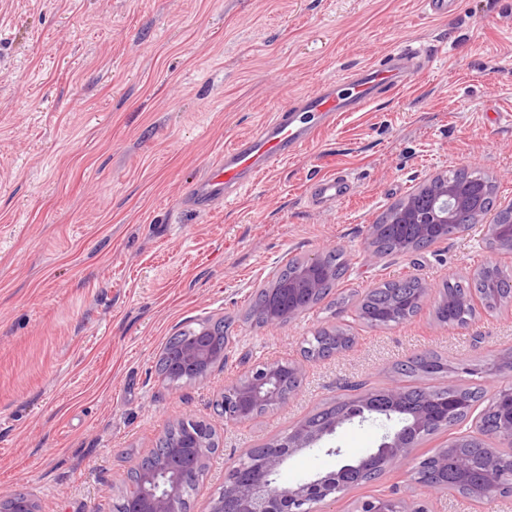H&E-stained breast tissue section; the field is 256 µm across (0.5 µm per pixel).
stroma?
I'll list each match as a JSON object with an SVG mask.
<instances>
[{"label": "stroma", "instance_id": "obj_1", "mask_svg": "<svg viewBox=\"0 0 512 512\" xmlns=\"http://www.w3.org/2000/svg\"><path fill=\"white\" fill-rule=\"evenodd\" d=\"M429 50L422 74L361 112L340 113L298 156L229 204L198 209L187 193L224 150L327 81L405 46ZM468 167L512 205V0H0V497L22 489L40 512H115L131 470L177 419L216 425L189 512H208L226 463L282 438L348 385L435 386L399 366L438 354L471 365L457 383L493 392L489 363L512 351V317L479 313L448 328L431 304L405 322L355 320L389 280L467 282L512 257L480 228L422 252L367 260V229L433 175ZM347 175L351 196L316 207L320 177ZM332 247L348 262L332 293L290 323L249 316L258 288L289 258ZM225 319L222 367L175 386L157 361L170 336ZM352 327L348 352L304 354L319 329ZM293 360L297 394L250 422L219 424L216 396L252 368ZM378 422L344 427L349 457L376 447ZM448 442L427 436L408 461L317 504L405 490L419 461ZM322 450L295 457L287 488L335 469ZM429 512H512L444 492Z\"/></svg>", "mask_w": 512, "mask_h": 512}]
</instances>
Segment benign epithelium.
<instances>
[{"label": "benign epithelium", "instance_id": "7a95c632", "mask_svg": "<svg viewBox=\"0 0 512 512\" xmlns=\"http://www.w3.org/2000/svg\"><path fill=\"white\" fill-rule=\"evenodd\" d=\"M481 197L482 192L472 186L450 181L443 173L435 175L427 183L424 196L415 193L407 197L403 206L393 213L391 222L401 225L402 229L395 251L413 252L439 240V226L454 223L462 206L471 210L474 224H482L485 212ZM482 231L484 240L494 251L512 254L511 223L502 224L496 219L483 224ZM379 234L378 226L369 227L365 253L370 261L383 257L376 246ZM324 258L325 254L318 253L299 260L301 271L296 278L267 291L268 324L278 326L291 322L307 310V300L319 291L322 280L329 275ZM430 299L436 311L460 302L474 313L479 309L512 311V294L491 304L474 291L461 299L439 292L428 282H420L417 305ZM327 334L336 337L335 347L325 353L327 357L340 355L353 346L354 337L344 328L334 327ZM214 335L211 328L204 327L180 342L168 357L163 377L170 381L198 380L223 364L224 345L233 337L222 332L221 342L217 343ZM302 372L300 363L288 361L247 372L221 392L216 400L217 416L226 423L254 419L294 395ZM405 394L406 389L401 385L363 393L352 401L341 402L317 424L303 421L286 437L248 450L231 462L224 489L213 499L210 512H302L300 505L308 500L326 501L332 485L354 487L366 473H384L402 465L417 438L436 416L435 400H430L426 407L412 410L407 406ZM493 397L498 421L491 436L492 443L487 445L490 463L471 492L478 503L493 491L512 490V474L504 473L495 464L501 448L512 447V383L497 386ZM371 419L392 424L373 451L352 460L343 458L335 470L313 474L287 489L276 483V476L296 455L329 443L347 424ZM479 433L478 426L465 430L456 426L448 444L432 456L435 465L459 475L467 474L470 462L460 448L468 438ZM216 447L215 426L192 417L178 420L158 438L151 454L132 470L133 484L125 495L127 512H188L182 487L198 480L208 454ZM0 512H39V509L33 498L20 491L0 498ZM355 512H428V508L424 501L411 495L389 494L359 501Z\"/></svg>", "mask_w": 512, "mask_h": 512}]
</instances>
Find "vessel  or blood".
Instances as JSON below:
<instances>
[{"instance_id":"1","label":"vessel or blood","mask_w":512,"mask_h":512,"mask_svg":"<svg viewBox=\"0 0 512 512\" xmlns=\"http://www.w3.org/2000/svg\"><path fill=\"white\" fill-rule=\"evenodd\" d=\"M418 70L415 50L405 48L391 52L380 66L364 68L303 95L292 109L276 113L257 133L226 148L221 164L195 185L191 200L203 207L234 200L257 174L294 158L316 129L333 125L339 113L362 111L386 87L406 81ZM350 190L347 179L332 176L315 182L310 194L319 203L341 202Z\"/></svg>"}]
</instances>
